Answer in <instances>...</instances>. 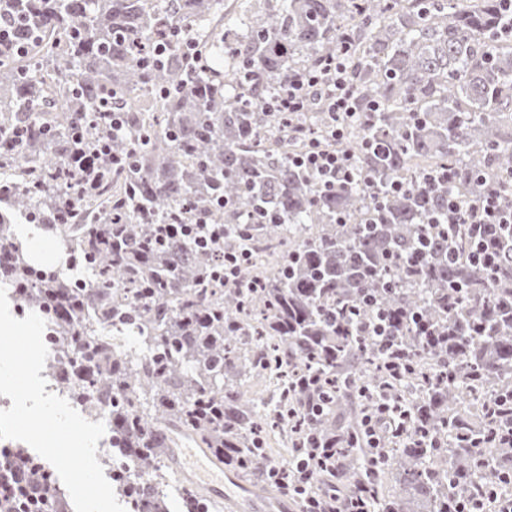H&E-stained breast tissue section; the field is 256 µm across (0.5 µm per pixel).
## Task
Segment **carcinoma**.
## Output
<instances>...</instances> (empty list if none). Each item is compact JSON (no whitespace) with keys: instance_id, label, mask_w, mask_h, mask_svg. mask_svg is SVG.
Returning <instances> with one entry per match:
<instances>
[{"instance_id":"carcinoma-1","label":"carcinoma","mask_w":512,"mask_h":512,"mask_svg":"<svg viewBox=\"0 0 512 512\" xmlns=\"http://www.w3.org/2000/svg\"><path fill=\"white\" fill-rule=\"evenodd\" d=\"M267 2L230 38L213 24L224 0H0L13 45L0 46V205L68 232L91 272L81 287L32 269L0 210V285L76 346L83 372L59 382L111 411L112 447L146 475L173 444L162 419L240 472L276 433L290 449L342 448L348 486L370 471L382 512H452L481 499L487 472L510 496L512 447L497 434L512 427V224L487 268L467 258V225L429 223L450 195L479 200V177L512 179L502 0ZM345 35L357 116L344 139L326 136L314 100L300 132L263 110ZM112 110L114 137L97 118ZM311 132L353 152L358 179L325 190L291 164ZM76 153L94 160L87 188ZM448 165L452 184H427ZM200 218L251 253L238 287L211 277L222 242L155 243L157 225ZM380 311L391 350L363 331ZM99 315L138 347L88 332ZM394 350L407 370L391 376ZM267 376L276 387L258 403L245 385ZM349 380L408 411L373 471ZM121 490L131 512L153 492ZM181 497L187 512L217 508L190 485Z\"/></svg>"}]
</instances>
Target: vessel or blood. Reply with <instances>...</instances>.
Returning a JSON list of instances; mask_svg holds the SVG:
<instances>
[{
	"instance_id": "b4317fda",
	"label": "vessel or blood",
	"mask_w": 512,
	"mask_h": 512,
	"mask_svg": "<svg viewBox=\"0 0 512 512\" xmlns=\"http://www.w3.org/2000/svg\"><path fill=\"white\" fill-rule=\"evenodd\" d=\"M175 454L182 461L181 474L200 485L211 496L221 498L229 492L246 503L252 512H273V502L241 478L225 473L222 463L211 457L207 449L184 442Z\"/></svg>"
}]
</instances>
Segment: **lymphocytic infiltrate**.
<instances>
[{
  "mask_svg": "<svg viewBox=\"0 0 512 512\" xmlns=\"http://www.w3.org/2000/svg\"><path fill=\"white\" fill-rule=\"evenodd\" d=\"M349 50V43H342L338 54L323 59L318 69L296 72L287 87L270 97L267 108L279 117H292L304 111L308 100H317L332 120L331 137L342 139L356 114L347 57ZM293 161L325 185L353 180L357 173L352 152L326 148L314 137ZM499 197V185L487 183L477 204L464 206L453 198L448 201L446 224L468 225L473 256L486 265L491 262L489 241L496 237L499 225L512 223V216L501 212ZM358 393L370 400L374 408L373 413L364 416L362 423L368 437L370 460L377 465L385 460L383 421L402 426L407 415L395 398L376 394L366 386L359 387ZM294 463L297 476L289 482L286 494L301 503L300 512H376L373 501L361 489L350 495L332 490L321 499L310 495L308 486L313 481L315 468L325 467L331 473H340V449L310 448L305 455L296 457ZM0 512H65L49 472L41 462L19 448H0Z\"/></svg>",
  "mask_w": 512,
  "mask_h": 512,
  "instance_id": "1",
  "label": "lymphocytic infiltrate"
}]
</instances>
